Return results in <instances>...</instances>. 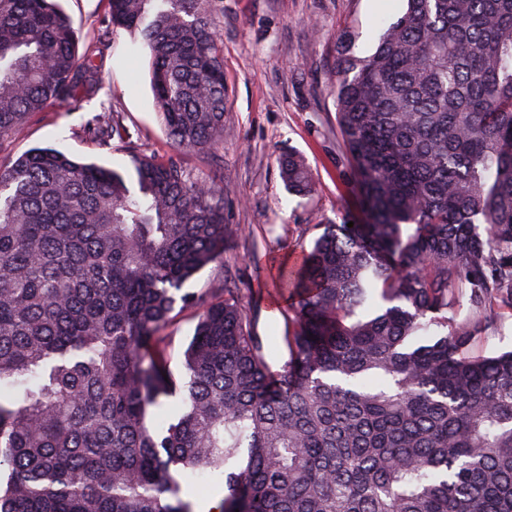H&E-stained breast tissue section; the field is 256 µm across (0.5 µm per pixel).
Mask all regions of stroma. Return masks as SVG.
<instances>
[{"instance_id":"1","label":"stroma","mask_w":512,"mask_h":512,"mask_svg":"<svg viewBox=\"0 0 512 512\" xmlns=\"http://www.w3.org/2000/svg\"><path fill=\"white\" fill-rule=\"evenodd\" d=\"M405 8V0H222L216 26L224 41L227 131L223 145L208 152L169 139L151 91L148 55L117 37L112 57L102 64L98 97L34 117L23 133L0 140V160L53 147L79 161L131 170L126 148L99 149L84 132L108 102L140 154L171 155L199 176L223 178L235 190L224 200V260L203 269L189 286L201 291L231 282L241 288L258 313V333L276 341L274 366H282L288 358L282 336L292 310L280 271L298 263L318 225L340 222L350 181L330 92L336 38L352 31L354 54L368 55L382 23ZM290 149L312 169V195L289 193L280 178L278 159Z\"/></svg>"}]
</instances>
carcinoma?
Instances as JSON below:
<instances>
[{"label":"carcinoma","instance_id":"1","mask_svg":"<svg viewBox=\"0 0 512 512\" xmlns=\"http://www.w3.org/2000/svg\"><path fill=\"white\" fill-rule=\"evenodd\" d=\"M104 2L81 54L59 0H0V137L97 96L122 30L170 139L223 144L220 0ZM350 44L331 93L360 215L282 272L279 370L240 289L186 288L224 258V182L171 156L0 163V512H193L198 471L224 479L216 512H512V352H473L512 310V0H407L372 54ZM88 137L132 139L110 109ZM279 170L314 190L300 153ZM196 323L195 313L185 311L178 314L165 329V333L172 336L170 369L177 378L186 376L183 352L194 333Z\"/></svg>","mask_w":512,"mask_h":512}]
</instances>
